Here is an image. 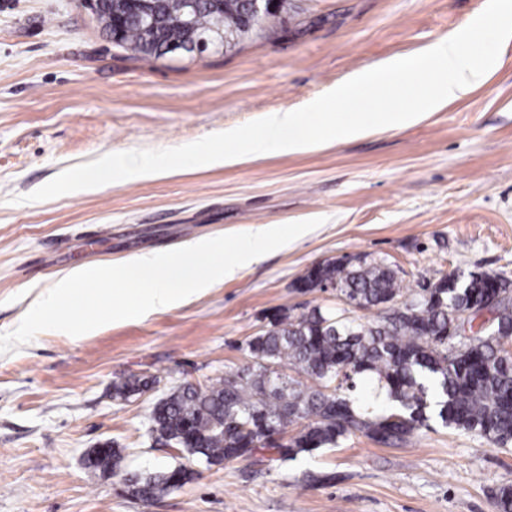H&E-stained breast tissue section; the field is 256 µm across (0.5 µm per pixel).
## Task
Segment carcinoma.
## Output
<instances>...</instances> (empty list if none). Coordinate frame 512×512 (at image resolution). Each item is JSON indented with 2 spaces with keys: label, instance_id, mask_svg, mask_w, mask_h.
Listing matches in <instances>:
<instances>
[{
  "label": "carcinoma",
  "instance_id": "carcinoma-1",
  "mask_svg": "<svg viewBox=\"0 0 512 512\" xmlns=\"http://www.w3.org/2000/svg\"><path fill=\"white\" fill-rule=\"evenodd\" d=\"M163 18L179 16L185 0H156ZM224 31L241 39L282 19L288 5L250 24L244 0H222ZM214 13L208 0H200L194 24L181 36L198 37L210 30ZM143 32L135 19L125 20L117 44L142 59L173 55L160 43L143 48ZM336 284V297L359 310H377L373 320L347 317L314 306L306 312L279 307L266 331L251 337L246 347L253 363L201 387L185 382L152 409L149 435L155 445L175 446L208 467L249 458L252 445L295 457L320 448H335L362 433L375 441L396 445L406 441L428 422L476 432L494 445L512 446V354L505 343L512 339V282L497 274L471 272L457 279L446 275L432 292L402 288L396 272L382 262L347 264L341 259L321 262L298 282L311 292L317 283ZM497 300L492 331L468 338L450 334L462 313ZM286 366L297 374L277 382L267 365ZM305 375L315 381L307 386ZM357 376L372 379L385 392L391 407L378 414L361 411L350 398ZM147 380H124L112 385L117 400L148 389ZM267 421L278 430L293 425L301 429L286 443L265 442L264 434L249 427ZM121 450L108 447L101 463L117 470ZM194 475L184 464L164 472L127 479L132 496L154 499L182 486Z\"/></svg>",
  "mask_w": 512,
  "mask_h": 512
}]
</instances>
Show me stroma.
<instances>
[{
  "label": "stroma",
  "mask_w": 512,
  "mask_h": 512,
  "mask_svg": "<svg viewBox=\"0 0 512 512\" xmlns=\"http://www.w3.org/2000/svg\"><path fill=\"white\" fill-rule=\"evenodd\" d=\"M486 2L288 0L285 21L233 51L145 62L79 0H0V332L75 269L321 221L179 306L80 338L42 332L0 355V512H498L512 448L436 423L400 445L359 434L292 459L198 463L151 502L126 480L187 461L148 437L161 398L249 364L246 343L275 308L336 307L334 291L295 290L314 264L381 261L413 290L452 271L512 281V40L470 93L410 127L26 199L111 151L178 147L301 108L355 71L422 53ZM136 378L151 388L113 399L114 382ZM106 442L121 474L85 466Z\"/></svg>",
  "instance_id": "1"
}]
</instances>
